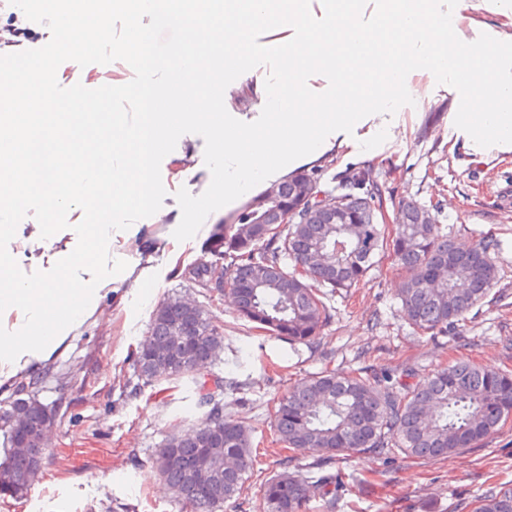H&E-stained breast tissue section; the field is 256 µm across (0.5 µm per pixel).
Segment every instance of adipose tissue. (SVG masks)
<instances>
[{
    "mask_svg": "<svg viewBox=\"0 0 512 512\" xmlns=\"http://www.w3.org/2000/svg\"><path fill=\"white\" fill-rule=\"evenodd\" d=\"M97 294V289L92 288L79 297L70 288H60L49 283L18 282L10 265L0 261L1 296L14 300L20 307L33 302L42 313L60 311L66 315L65 322L44 326L40 331L25 327L15 334L0 336V364L12 362L23 353L28 355L31 369H38L66 341L69 330L79 325Z\"/></svg>",
    "mask_w": 512,
    "mask_h": 512,
    "instance_id": "obj_1",
    "label": "adipose tissue"
}]
</instances>
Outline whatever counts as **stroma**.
Segmentation results:
<instances>
[{
    "label": "stroma",
    "instance_id": "obj_1",
    "mask_svg": "<svg viewBox=\"0 0 512 512\" xmlns=\"http://www.w3.org/2000/svg\"><path fill=\"white\" fill-rule=\"evenodd\" d=\"M458 37L512 35V0H464L453 14ZM268 74L260 66L231 83L224 93L227 111L255 121L266 103L261 90ZM406 84L419 90L415 104L395 114H374L355 125L350 141L305 163L321 190H332L348 169H371L393 202L440 207L438 221L457 241L487 235L500 242L499 281L494 301L474 308L464 333L430 338L414 333L401 318L397 290L402 276L382 258L350 294L331 301L333 319L316 346L265 338L263 331L236 320L227 290L212 292L183 270L204 254L205 243L228 208L210 214L197 234L184 242L173 232L181 220L179 189L202 194L211 182L204 163L205 142L196 134L180 137L161 163L166 196L158 216L112 232L110 258L147 271L144 288L103 287L92 316L74 328L64 347L43 363L38 397L56 405L58 420L51 454L28 494L0 495V512H181V505L152 466V458L182 420L198 416L191 383L164 382L132 391L130 355L163 299L189 295L224 329V350L212 366L215 375L238 380L242 388L224 399V415L245 418L256 436L271 433L275 400L299 379L364 365L381 371L412 366L427 373L467 357L495 369H512V151L478 155L456 144L459 107L454 88L437 83L424 69ZM80 208L68 213L70 226L41 238L34 216L19 223L8 250L22 271H46L77 244ZM333 471L344 485L335 512H472L493 485L512 487V423L476 447L435 460L373 454L336 458Z\"/></svg>",
    "mask_w": 512,
    "mask_h": 512
}]
</instances>
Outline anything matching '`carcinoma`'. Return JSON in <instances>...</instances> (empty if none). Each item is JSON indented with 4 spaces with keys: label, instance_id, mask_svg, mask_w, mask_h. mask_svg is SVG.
Segmentation results:
<instances>
[{
    "label": "carcinoma",
    "instance_id": "carcinoma-1",
    "mask_svg": "<svg viewBox=\"0 0 512 512\" xmlns=\"http://www.w3.org/2000/svg\"><path fill=\"white\" fill-rule=\"evenodd\" d=\"M334 193L342 224L329 223L320 209L297 213L286 224L277 212L267 224H249L248 201L215 225L205 253L224 263V285L234 298L235 315L292 346L311 345L331 322L327 300L356 287L374 258L387 251L406 274L399 294L404 321L419 334H462L467 314L486 302L498 282L497 240L480 237L459 244L443 225L420 223L423 205L413 200L399 204V223H383L382 186L367 170L342 174ZM213 270V263L199 260L187 273L203 285ZM186 326L198 350L185 364L168 349L152 357L138 349L133 356L147 384L188 379L201 410L194 427L156 450L153 467L189 512H224L228 505L241 509L253 471V430L246 421L223 415L224 397L237 384L205 374L224 347L222 328L212 324L204 309L189 314L173 298L156 309L147 337L163 347ZM416 376L414 368L405 367L383 373L324 370L303 378L274 407L273 442L295 453L315 452L321 463L346 453L437 459L474 447L512 419V371L457 359L420 380ZM37 384L32 378L0 400V483L11 487L13 496L24 494L32 483L35 457L13 450L9 420L23 405L33 425L44 421L47 405L35 395ZM212 431L224 432V454L236 459V470H225L221 461L199 460V440ZM283 465L249 502L251 512H307L313 497L334 512L336 474L309 481L286 469L288 462ZM473 512H512V487L487 488Z\"/></svg>",
    "mask_w": 512,
    "mask_h": 512
}]
</instances>
